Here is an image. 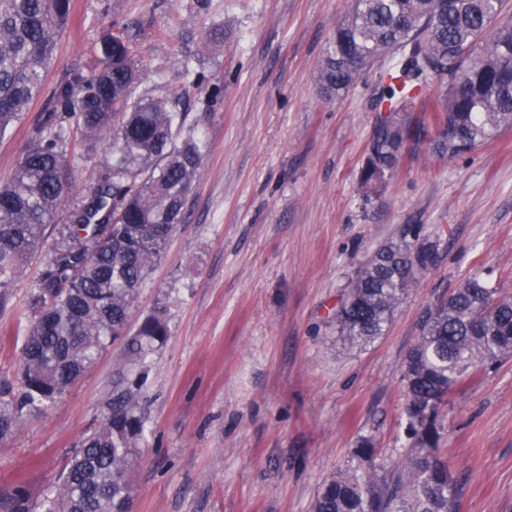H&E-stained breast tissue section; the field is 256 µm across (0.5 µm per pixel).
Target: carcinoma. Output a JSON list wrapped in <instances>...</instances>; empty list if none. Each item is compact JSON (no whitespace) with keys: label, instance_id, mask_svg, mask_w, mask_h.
Listing matches in <instances>:
<instances>
[{"label":"carcinoma","instance_id":"1","mask_svg":"<svg viewBox=\"0 0 512 512\" xmlns=\"http://www.w3.org/2000/svg\"><path fill=\"white\" fill-rule=\"evenodd\" d=\"M71 0H0V136L45 89ZM502 0H352L336 22L317 73L326 98L337 97L387 55H401L380 87L385 109L370 139L361 180L376 188L391 176L404 135L431 155L461 157L512 127V18ZM94 65L74 71L51 92L53 108L32 130L13 176L0 186V301L46 238L73 183L68 148L109 152L98 187L65 225L31 295L37 317L19 362L21 392L0 396V441L45 413L75 384L108 342L128 336L142 356L167 336L165 321L128 325L143 282L182 223L183 208L209 150L180 135V97L133 101L138 78L124 32L102 36ZM432 124L405 118L419 91ZM433 248L406 242L374 253L351 279L336 310L340 336L363 346L383 335L396 308L432 263ZM512 357V299L475 276L438 297L421 318L403 372L406 437L402 462L379 472L369 438L346 467L322 485L312 512H456L457 480L440 448L441 406L478 374ZM129 386L113 399L42 512H131V473L143 431Z\"/></svg>","mask_w":512,"mask_h":512}]
</instances>
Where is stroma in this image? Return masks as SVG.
Returning <instances> with one entry per match:
<instances>
[{
  "mask_svg": "<svg viewBox=\"0 0 512 512\" xmlns=\"http://www.w3.org/2000/svg\"><path fill=\"white\" fill-rule=\"evenodd\" d=\"M351 0H72L46 88L85 67L93 42L120 29L140 72L134 100L186 90L182 134L209 152L183 222L134 303L169 334L145 357L103 349L47 415L0 442V499L29 512L58 481L113 395L140 378L144 426L132 512H311L322 484L363 437L380 471L407 446L403 369L425 308L474 274L512 297V129L455 160L407 147L376 191L360 174L375 97L395 57L340 98L317 68ZM51 110L33 102L0 136V184ZM106 153L69 155L74 186L47 238L100 182ZM409 240L435 257L385 333L348 350L335 313L357 269ZM35 253L0 304V392L18 394ZM457 512H512V357L457 390L441 410Z\"/></svg>",
  "mask_w": 512,
  "mask_h": 512,
  "instance_id": "1",
  "label": "stroma"
}]
</instances>
